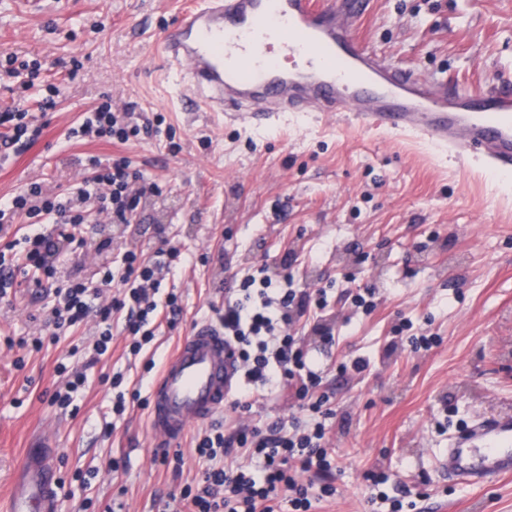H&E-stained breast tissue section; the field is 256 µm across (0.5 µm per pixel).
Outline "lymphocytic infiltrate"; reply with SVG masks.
I'll return each mask as SVG.
<instances>
[{"instance_id": "lymphocytic-infiltrate-1", "label": "lymphocytic infiltrate", "mask_w": 512, "mask_h": 512, "mask_svg": "<svg viewBox=\"0 0 512 512\" xmlns=\"http://www.w3.org/2000/svg\"><path fill=\"white\" fill-rule=\"evenodd\" d=\"M80 131L82 135L126 143L140 129L108 105L99 106ZM92 181L77 193L43 197L40 184L0 201V222L26 221L41 225V232L27 237L22 265L0 273V288H6L15 275L37 270L35 285L55 275L57 240L81 248L73 226L83 221L80 207L91 202L110 212L113 223H131L140 203L128 187L135 175L126 158L111 162L89 158ZM178 248L159 249L154 261L127 253L121 268L102 269L97 280H72L54 290L49 326L60 333L78 328L87 318L96 317L98 333L94 350L104 355L112 344V322L123 316L124 333L131 354H139L154 337L152 321L161 309L170 316L180 312L176 293H161L160 275L179 257ZM112 289L109 303L97 304L100 289ZM164 302H157V294ZM326 309L323 298L294 288L289 276L277 278L257 273L232 279L224 297L219 320L224 336L239 356L240 380L229 407L236 412L250 411L258 393H277L296 385L302 417L291 424L281 421L265 427H240L232 431L214 430L197 436L196 452L208 468L196 488H184L186 512H311L313 495L300 483L297 472L324 473L331 457L325 446L324 420L332 410L326 393L321 392L323 371L308 351L288 331L301 318L317 319Z\"/></svg>"}]
</instances>
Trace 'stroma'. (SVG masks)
<instances>
[{
  "label": "stroma",
  "mask_w": 512,
  "mask_h": 512,
  "mask_svg": "<svg viewBox=\"0 0 512 512\" xmlns=\"http://www.w3.org/2000/svg\"><path fill=\"white\" fill-rule=\"evenodd\" d=\"M184 2L54 0L32 9L0 0V70L9 54L37 61L36 88L58 90L54 109L33 112L34 133L0 159V197L31 182L47 195L74 190L90 178L92 156L127 157L159 187L129 224L86 207L76 229L85 246H60L56 280H94L130 250L147 259L168 246L181 253L163 283L180 298L178 323H160L136 356L117 333L90 363L92 320L29 351L19 341L45 335V292L19 278L0 300V505L13 494L18 462L44 440L41 465L65 483L57 512H179L181 489L208 466L195 451L205 425H191L176 447L179 468L164 466L147 407L113 419L114 392L100 378L123 373L149 397L155 375L145 362L163 363L192 323L215 317L226 277L264 265L327 300L322 319L298 333L324 369L334 411L327 446L335 466L314 484L336 493L314 499L312 512H390L375 499L371 470L395 475L388 494L406 499L403 512H512V476L461 488L438 463L458 430L512 412V178L478 157L446 155L333 112H288L254 126L182 109L177 94L189 84L153 44ZM356 39L452 89L512 86V0H371ZM107 101L154 132L124 144L71 136ZM361 288L375 291L372 313L353 303ZM405 322L438 344L412 352L409 333L398 330ZM325 329L333 345H324ZM357 358L365 371H337ZM60 362L87 369L73 411L51 402ZM299 414L284 391L213 422L233 428ZM109 421L116 429L108 434Z\"/></svg>",
  "instance_id": "1"
}]
</instances>
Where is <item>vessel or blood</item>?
Returning <instances> with one entry per match:
<instances>
[{
	"mask_svg": "<svg viewBox=\"0 0 512 512\" xmlns=\"http://www.w3.org/2000/svg\"><path fill=\"white\" fill-rule=\"evenodd\" d=\"M367 0H192L157 49L187 66L190 110L233 106L262 125L282 112H341L358 124L398 130L464 157L482 155L512 176V91L473 95L433 87L359 47L353 31ZM239 366L223 326L203 319L165 361L150 396L159 448L176 447L190 424L223 411ZM450 481L481 486L512 474V415L459 432L440 461ZM8 512H53L43 480Z\"/></svg>",
	"mask_w": 512,
	"mask_h": 512,
	"instance_id": "vessel-or-blood-1",
	"label": "vessel or blood"
}]
</instances>
